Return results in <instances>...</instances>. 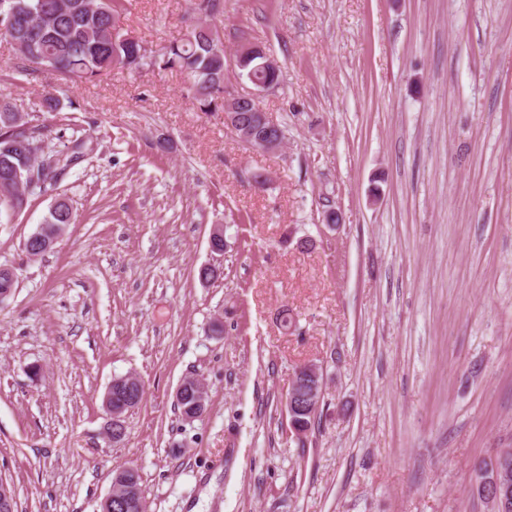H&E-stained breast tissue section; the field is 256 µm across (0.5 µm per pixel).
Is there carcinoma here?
Segmentation results:
<instances>
[{
    "mask_svg": "<svg viewBox=\"0 0 512 512\" xmlns=\"http://www.w3.org/2000/svg\"><path fill=\"white\" fill-rule=\"evenodd\" d=\"M16 13V26L0 29V42L24 63L55 73L65 82L92 81L115 69L127 71L175 69L185 77L188 96L203 112L224 109V36L210 23L220 12V0H195L197 19L180 37L159 49L142 47L112 35L125 10L124 0H0V11ZM266 48L258 43L238 58L242 78L276 86L281 71L262 67ZM19 113L0 97V212L16 213L56 185L58 172L69 167L45 142L39 129L16 122ZM75 221L66 203L51 206L39 231L57 235L61 225ZM112 496L125 501V512H147L138 469L112 484Z\"/></svg>",
    "mask_w": 512,
    "mask_h": 512,
    "instance_id": "obj_1",
    "label": "carcinoma"
}]
</instances>
